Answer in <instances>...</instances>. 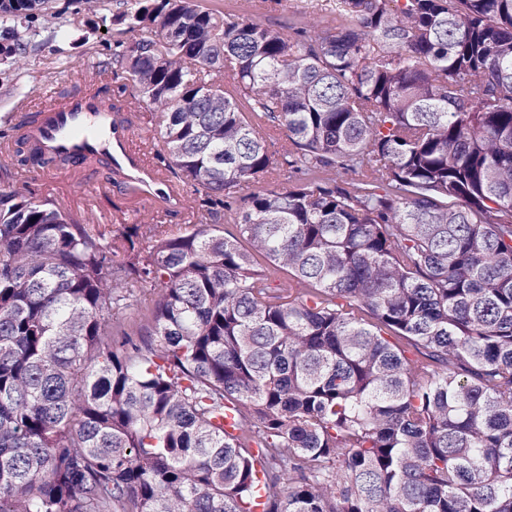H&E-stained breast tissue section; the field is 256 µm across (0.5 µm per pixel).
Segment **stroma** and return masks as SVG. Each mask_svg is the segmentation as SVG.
<instances>
[{
	"instance_id": "1",
	"label": "stroma",
	"mask_w": 512,
	"mask_h": 512,
	"mask_svg": "<svg viewBox=\"0 0 512 512\" xmlns=\"http://www.w3.org/2000/svg\"><path fill=\"white\" fill-rule=\"evenodd\" d=\"M253 0H202L205 7L242 16H259L264 23L278 26L298 24L332 30L341 23L331 13L329 0H288L287 9L255 13ZM64 27L67 39L42 42L23 59L20 67L0 66V130L17 123L19 103L35 89L51 85L65 94L82 85L87 66L93 65L103 43L112 41L115 23H102L101 15L89 11L79 0H55L52 12L39 16L38 31ZM39 199H53L89 224H102L120 233L127 224H143L158 233L186 230L189 207L161 213L133 188L109 181L107 171L94 163L83 164L76 177L59 178L53 171H41L29 179Z\"/></svg>"
}]
</instances>
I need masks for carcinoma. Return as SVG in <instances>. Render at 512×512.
I'll return each mask as SVG.
<instances>
[{"mask_svg":"<svg viewBox=\"0 0 512 512\" xmlns=\"http://www.w3.org/2000/svg\"><path fill=\"white\" fill-rule=\"evenodd\" d=\"M49 5L0 0V65ZM334 7L291 34L199 0L116 17L89 81L127 75L203 196L142 263L143 225L0 164V512H512V0ZM153 305L152 295L149 291H137L136 297L130 298L116 311L117 317L127 332H138L149 324Z\"/></svg>","mask_w":512,"mask_h":512,"instance_id":"carcinoma-1","label":"carcinoma"}]
</instances>
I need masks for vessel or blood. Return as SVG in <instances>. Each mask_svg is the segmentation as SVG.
I'll return each mask as SVG.
<instances>
[{
	"instance_id": "vessel-or-blood-1",
	"label": "vessel or blood",
	"mask_w": 512,
	"mask_h": 512,
	"mask_svg": "<svg viewBox=\"0 0 512 512\" xmlns=\"http://www.w3.org/2000/svg\"><path fill=\"white\" fill-rule=\"evenodd\" d=\"M127 106V111H113L111 100L79 88L41 106L37 121L22 126L19 138L37 152L55 157L58 174L72 175L81 159H100L124 184L153 198L162 209L174 208L181 200V188L134 149L127 112L136 103L131 100Z\"/></svg>"
}]
</instances>
